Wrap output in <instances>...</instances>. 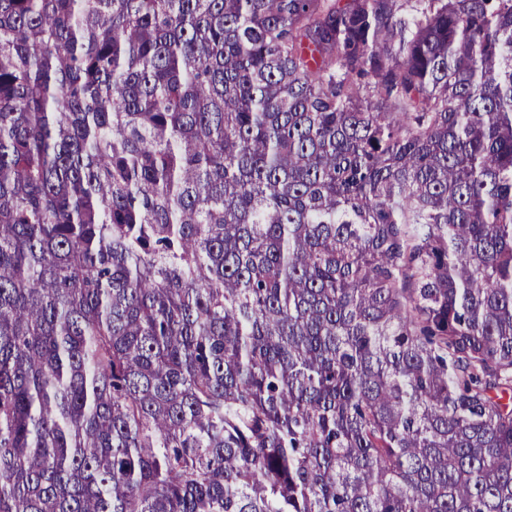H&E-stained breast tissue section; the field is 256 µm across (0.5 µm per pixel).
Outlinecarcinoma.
Here are the masks:
<instances>
[{"label": "carcinoma", "instance_id": "carcinoma-1", "mask_svg": "<svg viewBox=\"0 0 512 512\" xmlns=\"http://www.w3.org/2000/svg\"><path fill=\"white\" fill-rule=\"evenodd\" d=\"M0 512H512V0H0Z\"/></svg>", "mask_w": 512, "mask_h": 512}]
</instances>
